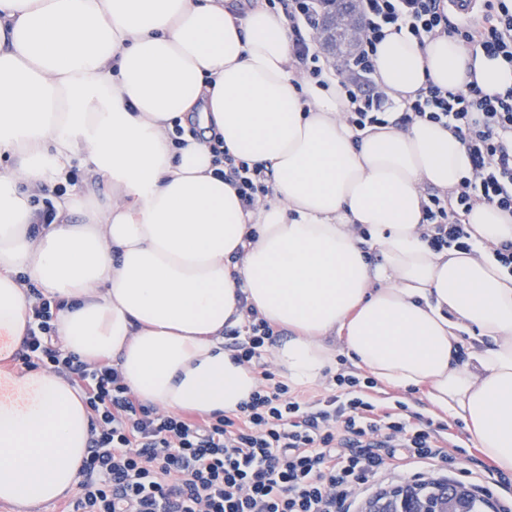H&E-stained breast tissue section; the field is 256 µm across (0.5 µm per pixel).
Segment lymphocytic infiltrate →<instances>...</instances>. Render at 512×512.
<instances>
[{
  "mask_svg": "<svg viewBox=\"0 0 512 512\" xmlns=\"http://www.w3.org/2000/svg\"><path fill=\"white\" fill-rule=\"evenodd\" d=\"M278 2L295 68L313 78L335 72L351 104L343 118L354 130H406L427 120L458 138L471 172L453 189L426 192L422 238L436 252L473 251L465 214L479 204L512 214V87L490 96L474 82L464 92L429 82L395 110L374 80V55L392 29L421 43L452 36L512 65V0H485L481 20L471 25L451 20L447 0H355L359 34L351 54L333 62L319 39L326 0ZM221 156L220 175L245 208L272 195L264 164L226 150ZM21 283L28 325L16 361L68 381L91 412L77 492L63 512H355L357 493L439 463L496 500L500 512H512L511 473L476 459L452 425L379 391L345 356L323 392L278 380L266 359L278 335L256 310L243 326L225 327L224 347L253 371L257 390L237 410L190 415L144 404L112 361L90 363L65 348L55 327L61 302L29 278Z\"/></svg>",
  "mask_w": 512,
  "mask_h": 512,
  "instance_id": "lymphocytic-infiltrate-1",
  "label": "lymphocytic infiltrate"
}]
</instances>
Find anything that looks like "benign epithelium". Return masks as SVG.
Masks as SVG:
<instances>
[{
    "instance_id": "1",
    "label": "benign epithelium",
    "mask_w": 512,
    "mask_h": 512,
    "mask_svg": "<svg viewBox=\"0 0 512 512\" xmlns=\"http://www.w3.org/2000/svg\"><path fill=\"white\" fill-rule=\"evenodd\" d=\"M478 499L465 482L446 477L406 480L366 498L359 512H472Z\"/></svg>"
}]
</instances>
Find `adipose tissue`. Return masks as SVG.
<instances>
[{"instance_id":"adipose-tissue-1","label":"adipose tissue","mask_w":512,"mask_h":512,"mask_svg":"<svg viewBox=\"0 0 512 512\" xmlns=\"http://www.w3.org/2000/svg\"><path fill=\"white\" fill-rule=\"evenodd\" d=\"M375 62L398 104L428 81L512 87V66L446 36L387 34ZM348 108L337 76L292 66L286 19L266 0L242 17L224 0H0V359L24 339L25 274L64 301V345L114 360L143 403L233 411L258 382L224 328L253 308L285 329L272 358L292 383L316 382L340 340L379 382L427 386L512 471V274L421 238L424 188L454 187L467 153L425 121L354 141ZM191 121L203 136L176 145ZM209 131L272 169L273 200L244 211L215 175ZM77 165L111 194L67 187L43 223L34 198ZM467 222L476 243L512 241V214L495 206ZM90 430L61 377L0 371V502L30 512L69 491Z\"/></svg>"}]
</instances>
